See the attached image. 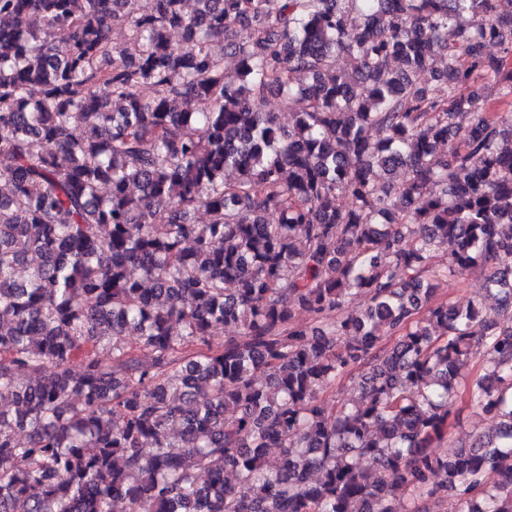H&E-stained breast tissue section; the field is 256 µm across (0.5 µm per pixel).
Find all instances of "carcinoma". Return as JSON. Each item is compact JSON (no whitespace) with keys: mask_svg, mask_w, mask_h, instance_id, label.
Returning a JSON list of instances; mask_svg holds the SVG:
<instances>
[{"mask_svg":"<svg viewBox=\"0 0 512 512\" xmlns=\"http://www.w3.org/2000/svg\"><path fill=\"white\" fill-rule=\"evenodd\" d=\"M139 2L0 0V512H512V0ZM305 107L302 101H296L290 105L284 104L280 98L275 95H269L265 102V108L268 112H275L281 125L288 126L292 123L294 112H301ZM487 269L481 264L473 267L463 279L441 278L435 281V299L446 300L456 306L466 307L472 302H484L493 307L496 301L486 293ZM350 374H345L342 378L336 380V385L321 394L322 399L327 404H337L343 400H354L359 396L358 391L355 389L354 382L351 381ZM456 408L460 411L459 423L452 421L453 426L448 431V442L441 450L452 449L451 446L457 439L469 436L489 434L493 423L479 408L469 405L467 395L462 394Z\"/></svg>","mask_w":512,"mask_h":512,"instance_id":"carcinoma-1","label":"carcinoma"}]
</instances>
